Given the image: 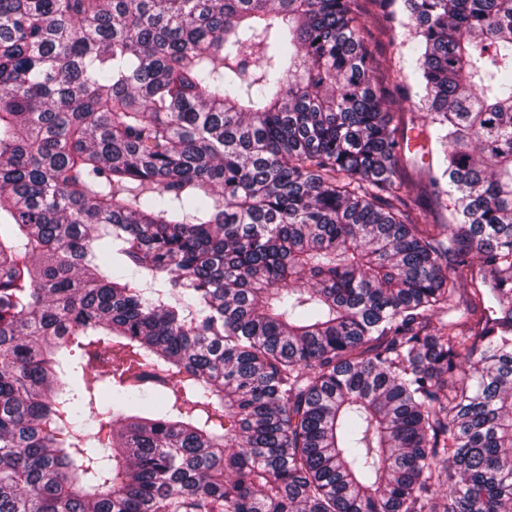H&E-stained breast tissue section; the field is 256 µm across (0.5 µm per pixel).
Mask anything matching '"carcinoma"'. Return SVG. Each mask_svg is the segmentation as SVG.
Wrapping results in <instances>:
<instances>
[{
	"instance_id": "obj_1",
	"label": "carcinoma",
	"mask_w": 512,
	"mask_h": 512,
	"mask_svg": "<svg viewBox=\"0 0 512 512\" xmlns=\"http://www.w3.org/2000/svg\"><path fill=\"white\" fill-rule=\"evenodd\" d=\"M367 2L0 0V512H512V0ZM375 40L369 44V49L379 63L381 69L389 67H404L405 72L410 70L411 60L407 55L406 49L403 50L405 58L400 54V45L403 41L409 39L408 29L400 28L397 24L384 27L381 31H374ZM406 60V61H405ZM390 112H395L397 115H401L402 121L405 124L407 136L412 138L410 140V151L411 154L407 153L408 158H415L414 160L409 159L405 164L404 178L407 186L408 194L411 197L421 196L428 203L431 201V191L428 185L427 178L424 172L420 169V155L416 154L417 150L420 149L419 145L426 144L423 140L424 136L421 135L418 139L419 129L423 124V112L411 106L409 102H402L398 99H393L389 103Z\"/></svg>"
}]
</instances>
